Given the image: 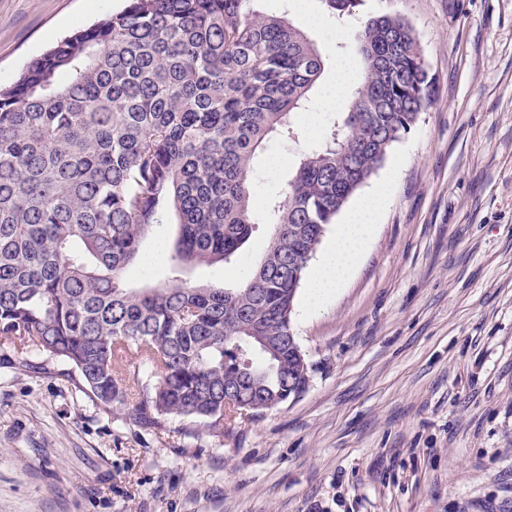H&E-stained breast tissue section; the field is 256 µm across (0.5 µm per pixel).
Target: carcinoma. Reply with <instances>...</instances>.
Wrapping results in <instances>:
<instances>
[{"instance_id": "cac0c4a2", "label": "carcinoma", "mask_w": 512, "mask_h": 512, "mask_svg": "<svg viewBox=\"0 0 512 512\" xmlns=\"http://www.w3.org/2000/svg\"><path fill=\"white\" fill-rule=\"evenodd\" d=\"M249 0H126L0 86V344L66 367L105 409L155 429L168 417L224 436L309 382L291 331L323 234L428 101L420 44L398 14L368 18L343 49L362 65L344 112L252 207L256 160L306 135L322 53ZM352 15L360 0H324ZM165 224L168 281L129 287ZM268 237L249 280H187ZM288 337L269 355L267 339ZM135 357L149 373L129 372Z\"/></svg>"}]
</instances>
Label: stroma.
Instances as JSON below:
<instances>
[{
    "mask_svg": "<svg viewBox=\"0 0 512 512\" xmlns=\"http://www.w3.org/2000/svg\"><path fill=\"white\" fill-rule=\"evenodd\" d=\"M250 0L340 45L397 13L430 97L360 187L390 193L343 288L291 330L301 396L223 437L108 411L0 346V512H512V0ZM123 0H0V85ZM323 16L309 27L305 13Z\"/></svg>",
    "mask_w": 512,
    "mask_h": 512,
    "instance_id": "1",
    "label": "stroma"
}]
</instances>
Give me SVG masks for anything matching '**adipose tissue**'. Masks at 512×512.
Instances as JSON below:
<instances>
[{
	"label": "adipose tissue",
	"instance_id": "ef3b65f1",
	"mask_svg": "<svg viewBox=\"0 0 512 512\" xmlns=\"http://www.w3.org/2000/svg\"><path fill=\"white\" fill-rule=\"evenodd\" d=\"M387 186L363 197L336 228L324 256L307 283V304L318 307L346 282L362 261L382 204Z\"/></svg>",
	"mask_w": 512,
	"mask_h": 512
}]
</instances>
